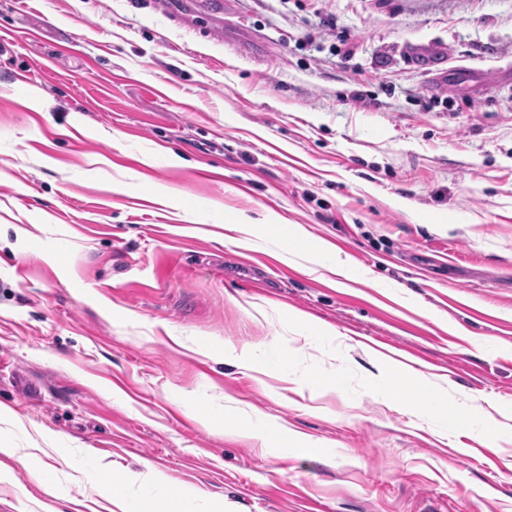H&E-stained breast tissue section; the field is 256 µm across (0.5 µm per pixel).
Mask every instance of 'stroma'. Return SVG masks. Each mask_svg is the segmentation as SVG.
I'll return each instance as SVG.
<instances>
[{"mask_svg": "<svg viewBox=\"0 0 512 512\" xmlns=\"http://www.w3.org/2000/svg\"><path fill=\"white\" fill-rule=\"evenodd\" d=\"M219 2L0 0V512H512V0ZM318 253L319 261L317 265L320 268L334 272L336 274L344 276L345 278H349L348 272L350 266L346 258L343 259L340 256V254L328 249H320L318 250ZM421 400H411L407 403L409 407L416 412H426L433 416L440 415L443 411H448V400L439 390L431 386L426 381H418ZM422 402H424L422 406Z\"/></svg>", "mask_w": 512, "mask_h": 512, "instance_id": "35a3bbf8", "label": "stroma"}]
</instances>
